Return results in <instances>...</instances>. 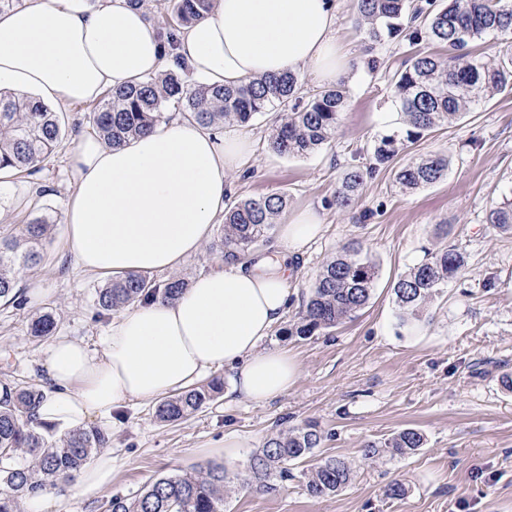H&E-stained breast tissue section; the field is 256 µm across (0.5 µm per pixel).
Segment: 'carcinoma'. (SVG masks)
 Listing matches in <instances>:
<instances>
[{
  "mask_svg": "<svg viewBox=\"0 0 512 512\" xmlns=\"http://www.w3.org/2000/svg\"><path fill=\"white\" fill-rule=\"evenodd\" d=\"M214 0H174L171 14L159 22V32L170 44L180 29L206 16ZM358 13L367 25L369 40L379 42L411 24L410 40L426 37L444 45L448 58L418 54L397 70L391 81L402 114L404 131L382 136L374 145L367 169L373 171L394 160L407 144L471 111L482 97L512 89V56L487 60L471 54V42L488 33L512 37V4L504 0H441L429 7L416 0H358ZM346 103L342 85L324 88L301 99L295 73L266 76L237 87L195 84L184 72L148 77L137 85L109 91L88 119L108 143L120 145L144 135L165 119L173 106L206 127H249L260 114L282 109L280 122L269 136V148L283 156L304 155L330 144ZM66 137L65 121L47 106L0 90V170L12 169L36 186L43 162L55 154ZM449 160L434 155L408 163L395 174L404 190H417L441 181ZM363 172L352 168L336 191V205L349 206L362 189ZM288 199L270 194L236 201L224 212L220 257H243L268 237ZM487 223L512 232V204L493 208ZM52 228L41 216L19 225L17 232L0 235V300L21 309L27 302L17 289L20 274L45 260L43 249ZM464 258L454 246L427 254L393 284L402 320L419 317L439 288L463 270ZM378 277L376 263L357 242L348 243L332 256L311 288L305 310L295 326L298 336L330 330L353 317L371 299ZM184 279L172 275L158 281L148 274L113 278L95 289L98 315H109L160 296L174 299L186 288ZM58 322L49 312L35 317L30 335L46 338L56 333ZM218 383L197 386L167 397L155 410L161 422L182 420L209 402ZM43 398L39 386L0 383V512H24L23 502L47 488L71 481L92 455L110 443L104 430L86 426L56 435L49 426L34 424V412ZM324 438L318 422L289 427L270 436L250 461L241 484L272 488L274 481L293 477L288 465L315 458L302 474L303 487L321 499L342 491L354 477L352 464L336 456L315 457ZM425 438L413 428L403 429L378 443L366 445L364 459L375 463L384 457H406L424 447ZM233 478L216 464L194 475L162 476L131 498L114 497L108 512H224Z\"/></svg>",
  "mask_w": 512,
  "mask_h": 512,
  "instance_id": "cac0c4a2",
  "label": "carcinoma"
}]
</instances>
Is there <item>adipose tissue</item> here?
<instances>
[{
  "label": "adipose tissue",
  "instance_id": "obj_1",
  "mask_svg": "<svg viewBox=\"0 0 512 512\" xmlns=\"http://www.w3.org/2000/svg\"><path fill=\"white\" fill-rule=\"evenodd\" d=\"M181 66L210 86H236L283 71L318 84L348 81L332 0H215L176 45L129 0H24L0 13V89L39 104L98 101L111 89ZM252 141L183 117L113 146L75 138L66 162L73 190L64 211L69 252L86 272H165L196 255L231 200L230 173ZM321 224L315 209L292 214L279 247L226 261L176 299L149 300L113 317L97 349L66 337L47 349L38 419L73 430L130 402L154 404L208 373L232 370L231 391L263 402L294 385L298 365L261 349L282 319L296 258Z\"/></svg>",
  "mask_w": 512,
  "mask_h": 512
}]
</instances>
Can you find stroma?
<instances>
[{
  "mask_svg": "<svg viewBox=\"0 0 512 512\" xmlns=\"http://www.w3.org/2000/svg\"><path fill=\"white\" fill-rule=\"evenodd\" d=\"M338 37L356 68L347 83L346 106L331 145L306 155L280 156L268 146L278 113L259 116L248 130L255 152L232 174L233 199L268 194L288 198L289 211L316 209L320 234L298 257L291 302L262 346L296 360L299 375L288 392L256 403L225 389L229 370L215 371L223 384L212 401L189 418L161 423L154 409L131 403L106 430L111 435L112 481L90 493L66 486L55 491L49 512H107L112 497L129 498L152 480L212 464L245 471L253 454L280 430L317 421L324 441L318 456L349 460L354 478L342 492L314 499L303 487L302 464L293 480L271 492L235 487L227 512H512V234L486 222L489 209L512 202V91L477 102L464 119L409 145L393 165L365 175L350 206H336L344 174L365 167L377 139L402 130L391 75L415 54L447 56L443 45L405 36L367 40L357 0H335ZM444 154L446 177L405 192L397 167ZM47 191L37 205L18 209L32 186L15 178L0 188V223L14 228L49 215L52 230L44 263L26 271L22 290L39 288L24 309L0 305V381L20 386L44 380L48 340L29 334L33 316L50 311L58 335L96 344L111 316L97 317L95 290L102 275L83 272L64 247L63 216L71 186L63 154L45 161ZM360 241L379 267L369 304L329 332L289 336L321 267L347 242ZM455 245L466 261L457 279L442 286L422 316L401 323L392 283L426 251ZM419 430L425 445L415 455L365 461L368 443L405 429ZM239 443L224 452L225 436ZM395 479L407 493L386 498Z\"/></svg>",
  "mask_w": 512,
  "mask_h": 512,
  "instance_id": "obj_1",
  "label": "stroma"
}]
</instances>
